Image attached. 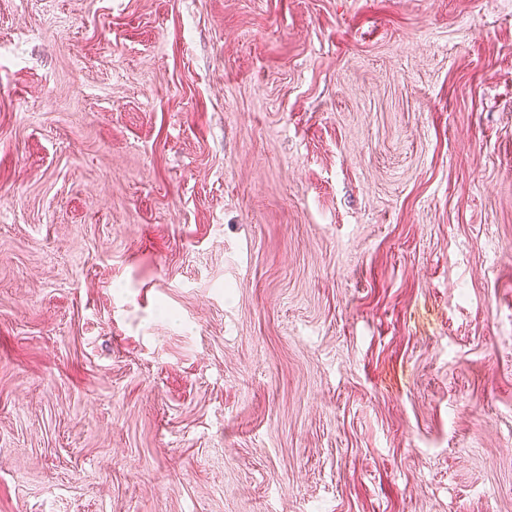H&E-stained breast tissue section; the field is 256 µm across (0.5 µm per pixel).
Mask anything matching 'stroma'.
<instances>
[{
  "instance_id": "obj_1",
  "label": "stroma",
  "mask_w": 512,
  "mask_h": 512,
  "mask_svg": "<svg viewBox=\"0 0 512 512\" xmlns=\"http://www.w3.org/2000/svg\"><path fill=\"white\" fill-rule=\"evenodd\" d=\"M0 512H512V0H0Z\"/></svg>"
}]
</instances>
